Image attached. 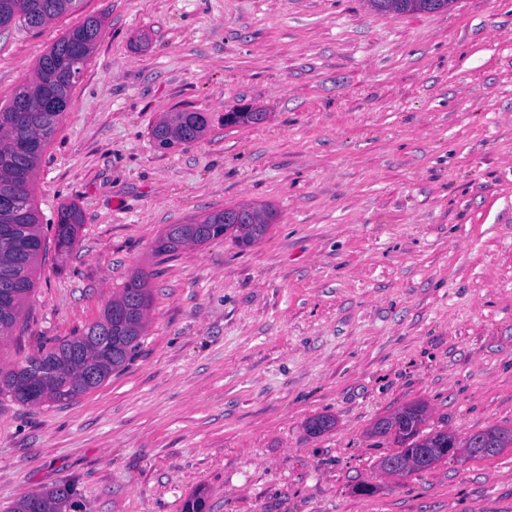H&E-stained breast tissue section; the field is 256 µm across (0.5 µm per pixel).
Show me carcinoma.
I'll use <instances>...</instances> for the list:
<instances>
[{"instance_id": "cac0c4a2", "label": "carcinoma", "mask_w": 512, "mask_h": 512, "mask_svg": "<svg viewBox=\"0 0 512 512\" xmlns=\"http://www.w3.org/2000/svg\"><path fill=\"white\" fill-rule=\"evenodd\" d=\"M384 13L426 11L421 0H369ZM76 0H0V28L19 18L30 28L41 27L74 9ZM101 21L92 18L58 39L38 60L34 77L22 85L11 101L0 106V338L11 333L34 289L33 272L43 251L46 233L52 232L58 255L69 254L78 239L82 217L76 205L59 208L55 221L43 223L30 186L42 154L53 138L59 120L69 107L76 82L73 49L82 48L83 60L95 49ZM208 118L201 112L161 116L152 136L170 135L177 144L201 138ZM257 224H226L224 211L208 214L187 224H172L155 240L153 252L167 255L180 247L202 245L230 237L249 246L268 232L275 213L258 208ZM151 306L148 276L132 275L125 287L103 308L97 321L78 336L50 349H39L24 364L0 370V395L33 405L69 401L102 384L130 359L145 336ZM407 431L393 437L399 450L394 456L414 457L422 448L448 441L450 433H424L426 412L422 405L405 407L387 417ZM494 439L500 448L512 446V429L490 426L474 433ZM73 508L64 488L32 491L21 496L11 512H70Z\"/></svg>"}]
</instances>
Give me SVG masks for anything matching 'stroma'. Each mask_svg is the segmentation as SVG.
Returning <instances> with one entry per match:
<instances>
[{"label": "stroma", "instance_id": "35a3bbf8", "mask_svg": "<svg viewBox=\"0 0 512 512\" xmlns=\"http://www.w3.org/2000/svg\"><path fill=\"white\" fill-rule=\"evenodd\" d=\"M102 28L31 193L83 216L47 246L0 369L80 332L137 270L134 357L74 400L0 395V512H512V447L389 475L382 417L512 428V0L389 15L368 0H80L0 28V104L87 18ZM267 112L228 126L226 112ZM205 135L159 149L166 112ZM250 203L268 233L155 256L169 225ZM335 426L308 432L309 418ZM368 484L372 493L356 488ZM73 507L66 488H55L24 494L10 512H70Z\"/></svg>", "mask_w": 512, "mask_h": 512}]
</instances>
